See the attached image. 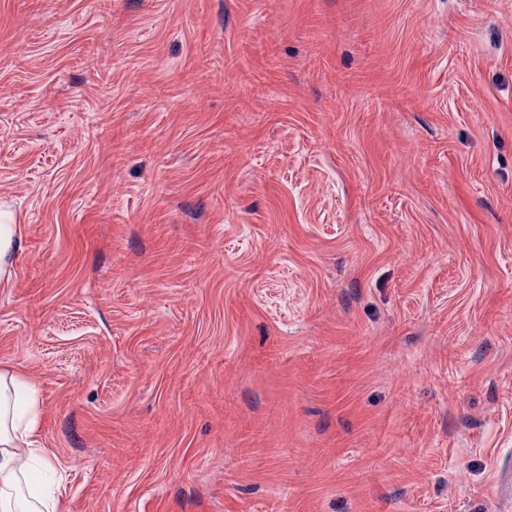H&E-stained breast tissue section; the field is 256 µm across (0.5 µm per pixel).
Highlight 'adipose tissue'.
I'll return each instance as SVG.
<instances>
[{
	"label": "adipose tissue",
	"mask_w": 512,
	"mask_h": 512,
	"mask_svg": "<svg viewBox=\"0 0 512 512\" xmlns=\"http://www.w3.org/2000/svg\"><path fill=\"white\" fill-rule=\"evenodd\" d=\"M39 400L16 371L0 366V512H62L40 472L50 466L36 436Z\"/></svg>",
	"instance_id": "adipose-tissue-1"
}]
</instances>
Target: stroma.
Instances as JSON below:
<instances>
[{
    "label": "stroma",
    "mask_w": 512,
    "mask_h": 512,
    "mask_svg": "<svg viewBox=\"0 0 512 512\" xmlns=\"http://www.w3.org/2000/svg\"><path fill=\"white\" fill-rule=\"evenodd\" d=\"M0 204L64 512H512V0H0Z\"/></svg>",
    "instance_id": "obj_1"
}]
</instances>
